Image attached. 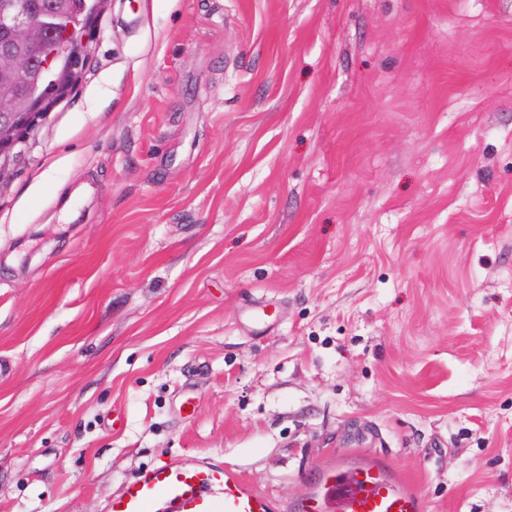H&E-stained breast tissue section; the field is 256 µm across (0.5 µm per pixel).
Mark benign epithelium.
Masks as SVG:
<instances>
[{"instance_id":"7a95c632","label":"benign epithelium","mask_w":512,"mask_h":512,"mask_svg":"<svg viewBox=\"0 0 512 512\" xmlns=\"http://www.w3.org/2000/svg\"><path fill=\"white\" fill-rule=\"evenodd\" d=\"M55 0L51 24L32 17L25 5L0 11V183L20 159L25 137L51 101L75 82L99 0Z\"/></svg>"}]
</instances>
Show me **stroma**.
<instances>
[{
  "instance_id": "obj_1",
  "label": "stroma",
  "mask_w": 512,
  "mask_h": 512,
  "mask_svg": "<svg viewBox=\"0 0 512 512\" xmlns=\"http://www.w3.org/2000/svg\"><path fill=\"white\" fill-rule=\"evenodd\" d=\"M92 25L0 189V512L186 456L288 502L383 458L425 512H512V0Z\"/></svg>"
}]
</instances>
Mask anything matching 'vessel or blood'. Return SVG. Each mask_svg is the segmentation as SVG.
I'll return each instance as SVG.
<instances>
[{"label":"vessel or blood","mask_w":512,"mask_h":512,"mask_svg":"<svg viewBox=\"0 0 512 512\" xmlns=\"http://www.w3.org/2000/svg\"><path fill=\"white\" fill-rule=\"evenodd\" d=\"M418 491L384 462L366 459L350 473L331 471L322 489L282 504L207 457H186L131 476L105 512H424Z\"/></svg>","instance_id":"vessel-or-blood-1"}]
</instances>
